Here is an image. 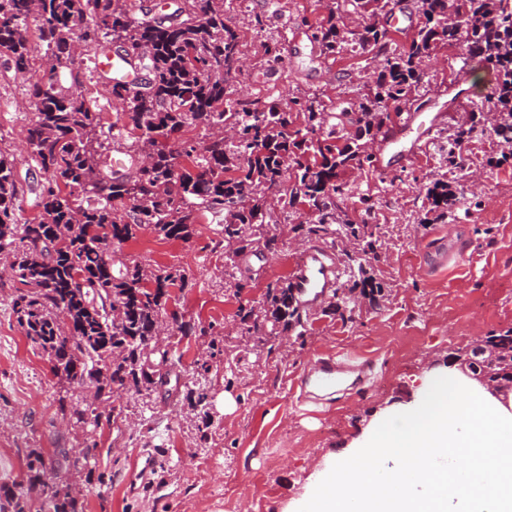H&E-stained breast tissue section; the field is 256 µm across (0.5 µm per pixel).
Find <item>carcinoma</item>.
Instances as JSON below:
<instances>
[{"label": "carcinoma", "mask_w": 512, "mask_h": 512, "mask_svg": "<svg viewBox=\"0 0 512 512\" xmlns=\"http://www.w3.org/2000/svg\"><path fill=\"white\" fill-rule=\"evenodd\" d=\"M416 0L420 25L410 43L394 44L390 30L363 27L361 48L376 50V77L358 90L352 107L327 111L313 95L293 97L290 110L274 102L248 104L227 96L239 60L237 32L224 24V0H183L177 14L133 17V0H0V58L30 82L34 112L26 128L31 159L44 175L34 206L38 217H20V181L15 159L0 152V265L20 287L11 307L32 347L47 354L53 374L70 385L93 389L105 405L60 404L76 423L98 428L116 412L120 390L151 391L167 383L174 361L155 347L160 320L177 317L166 305L169 289L186 287V270L159 264L125 262L113 269L112 253L149 229L168 240L193 234L199 213L224 217L221 232L233 237L229 261L255 247L276 251L265 235L269 197L283 208H308L310 217L287 224L293 237L335 238L336 232L363 243L362 255L349 257L361 277L348 292L373 302L381 286L366 276L364 263L375 255L367 224L341 219L337 201L347 191L345 175L374 166L370 144L394 131L392 114L420 109L419 85L426 51L433 44L468 45L496 73V84L473 111L507 147L512 158V0ZM313 41L325 56L342 54L351 35L336 22V11L312 25ZM45 46L40 61L32 55L29 33ZM76 44L84 52L114 55L116 69L94 68L96 83L110 87L112 99L126 101L123 129L139 132L137 148L115 169L100 137L102 113L91 109L79 81L66 86L58 63ZM145 72L141 90L129 89V73ZM202 125L201 141L168 143L174 134ZM354 131H346V126ZM236 129L232 138L221 129ZM474 127H457L446 162L460 164L456 146ZM186 166L176 168V159ZM430 210L442 214L456 202L448 182L426 188ZM131 201L127 210L116 202ZM267 309H240L239 317L263 344L302 325L292 288L267 286ZM491 349L480 358L486 377L503 390L512 388V329L485 337ZM97 444L71 454L68 466L85 467ZM43 454L28 455L29 485H39L34 506L29 489L0 487V512H83L68 485L40 481Z\"/></svg>", "instance_id": "1"}]
</instances>
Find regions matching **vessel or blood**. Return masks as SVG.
<instances>
[{"label":"vessel or blood","instance_id":"obj_1","mask_svg":"<svg viewBox=\"0 0 512 512\" xmlns=\"http://www.w3.org/2000/svg\"><path fill=\"white\" fill-rule=\"evenodd\" d=\"M340 276L334 250L320 246L304 252L294 268L292 287L303 307L314 308L338 285ZM372 374L371 361L360 362L341 353L321 354L309 363L304 379L298 382L300 397L305 400L314 394L330 401L337 392L364 386Z\"/></svg>","mask_w":512,"mask_h":512}]
</instances>
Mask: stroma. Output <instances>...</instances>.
I'll use <instances>...</instances> for the list:
<instances>
[{
  "mask_svg": "<svg viewBox=\"0 0 512 512\" xmlns=\"http://www.w3.org/2000/svg\"><path fill=\"white\" fill-rule=\"evenodd\" d=\"M339 9L354 30L371 24L357 0H226L224 22L240 37L243 67L230 83L233 98L286 100L318 92L329 107L350 101L372 77L373 51L354 48L321 56L310 24ZM269 17L254 29L252 15ZM276 41L282 61L266 62L264 43ZM421 87L429 105L412 114L415 159H394L387 170L356 171L342 209L361 219L362 196L376 202L369 220L378 257L366 266L381 283L378 302L360 300L351 309L322 302L312 310L302 338L272 352H248L240 332L211 353L202 329L235 320L239 307L256 306L268 285L291 275L300 251L280 241L276 252L248 251L230 272L220 246V220L199 217L186 241L165 240L145 230L117 253L120 261L176 266L189 274L186 288H172L168 310L194 332L166 337L178 363L167 385L151 397L119 392L120 419L85 432L58 409L60 396L84 398L79 388L58 382L45 355L32 349L11 307L13 278H0V485L27 483V456L39 449L60 482L80 486L84 512H283L296 503L325 462L361 440L385 415L418 407L434 379L451 374L448 356L466 351L481 336L512 329V159L489 131L475 132L460 147L463 168L447 170L442 151L457 126L469 120L472 103L495 83L480 58L449 55L431 46ZM464 92L453 97L450 82ZM31 106L28 86L0 59V151L21 157L20 134ZM447 178L462 204L427 220L426 184ZM465 250L462 270L438 264L435 249ZM243 291H236L235 280ZM371 358L375 379L364 390L329 405L303 403L294 385L321 353ZM210 365L199 375L197 364ZM204 387L207 415H198L184 395ZM96 443L91 471L58 465L56 451ZM152 453V481L130 489L127 476L142 452Z\"/></svg>",
  "mask_w": 512,
  "mask_h": 512,
  "instance_id": "stroma-1",
  "label": "stroma"
}]
</instances>
